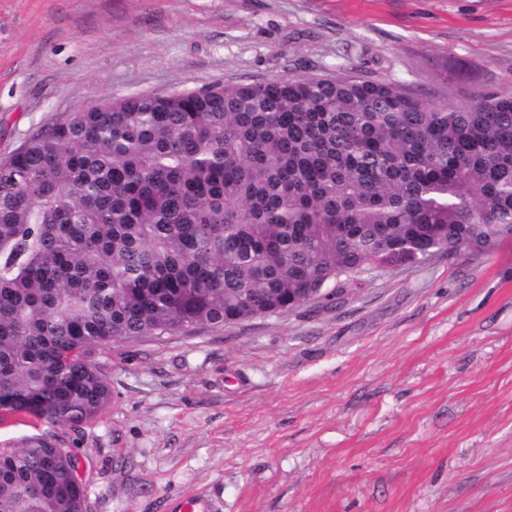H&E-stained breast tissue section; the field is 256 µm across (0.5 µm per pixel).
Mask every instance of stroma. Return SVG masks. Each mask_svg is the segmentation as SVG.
Returning <instances> with one entry per match:
<instances>
[{"label":"stroma","mask_w":512,"mask_h":512,"mask_svg":"<svg viewBox=\"0 0 512 512\" xmlns=\"http://www.w3.org/2000/svg\"><path fill=\"white\" fill-rule=\"evenodd\" d=\"M342 74L512 90V0H0V160L104 96ZM92 358L88 512H512V242Z\"/></svg>","instance_id":"stroma-1"}]
</instances>
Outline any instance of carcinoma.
<instances>
[{"mask_svg":"<svg viewBox=\"0 0 512 512\" xmlns=\"http://www.w3.org/2000/svg\"><path fill=\"white\" fill-rule=\"evenodd\" d=\"M512 239V91L282 76L106 96L0 162V411L111 397L93 348L268 315L383 251ZM0 512H87L48 434L0 446Z\"/></svg>","mask_w":512,"mask_h":512,"instance_id":"obj_1","label":"carcinoma"}]
</instances>
